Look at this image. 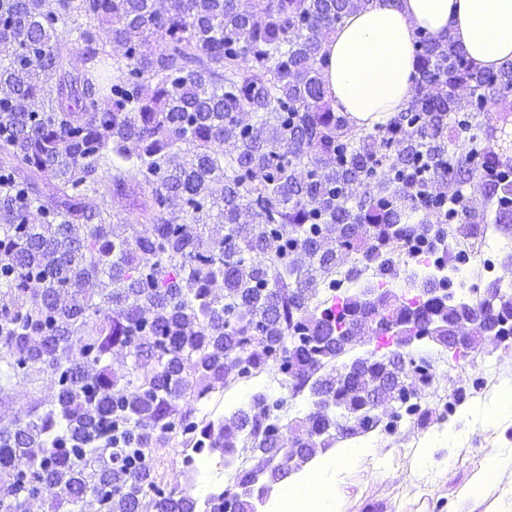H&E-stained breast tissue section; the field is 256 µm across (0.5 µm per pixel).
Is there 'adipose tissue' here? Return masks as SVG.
Listing matches in <instances>:
<instances>
[{
	"mask_svg": "<svg viewBox=\"0 0 512 512\" xmlns=\"http://www.w3.org/2000/svg\"><path fill=\"white\" fill-rule=\"evenodd\" d=\"M446 33L479 67L512 61V0H369L345 19L323 50L326 88L336 109L360 126L373 127L398 112L412 95L417 31ZM372 441L350 439L289 475L287 497L270 512H343L347 465L373 458ZM493 485L500 493L479 497ZM448 512H512V450L494 452L457 492Z\"/></svg>",
	"mask_w": 512,
	"mask_h": 512,
	"instance_id": "ef3b65f1",
	"label": "adipose tissue"
}]
</instances>
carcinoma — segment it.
I'll return each mask as SVG.
<instances>
[{
    "mask_svg": "<svg viewBox=\"0 0 512 512\" xmlns=\"http://www.w3.org/2000/svg\"><path fill=\"white\" fill-rule=\"evenodd\" d=\"M367 2L0 0V380L57 387L24 420L0 413V512H199L154 449L183 442L195 469L230 466L283 430L284 400L263 392L217 419L182 405L226 386V360L309 391L293 437L307 461L343 421L355 437L430 420L411 392L386 413L368 390L401 355L430 385L433 360L408 348L447 349L476 309L425 291L447 276L422 277L412 298L388 279L413 238L443 248L468 193L494 204L480 223L512 224V158L474 134L512 93V62L482 70L419 32L411 99L359 126L328 97L322 49ZM92 194L125 200L137 222L90 208ZM354 250L379 296H336L333 313L319 285L341 284ZM488 287L484 317L512 336V286ZM358 319L374 348L338 386L350 346L336 337ZM116 350L130 363L112 368ZM270 458L237 470L238 512L276 481Z\"/></svg>",
    "mask_w": 512,
    "mask_h": 512,
    "instance_id": "carcinoma-1",
    "label": "carcinoma"
}]
</instances>
